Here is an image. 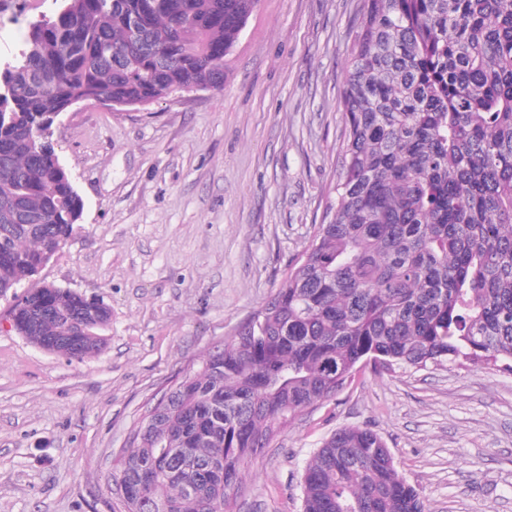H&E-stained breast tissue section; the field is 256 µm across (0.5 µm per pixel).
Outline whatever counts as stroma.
I'll return each mask as SVG.
<instances>
[{
  "label": "stroma",
  "mask_w": 512,
  "mask_h": 512,
  "mask_svg": "<svg viewBox=\"0 0 512 512\" xmlns=\"http://www.w3.org/2000/svg\"><path fill=\"white\" fill-rule=\"evenodd\" d=\"M362 0H259L219 89L145 107L74 105L53 127L84 201L37 276L101 300L106 346L30 343L0 298V512H112V458L149 400L281 286L322 223ZM55 0H0V66ZM376 432L427 512H512V374L468 363L365 366L245 468L238 512H302L301 480L337 429Z\"/></svg>",
  "instance_id": "obj_1"
}]
</instances>
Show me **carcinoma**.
Returning <instances> with one entry per match:
<instances>
[{
    "label": "carcinoma",
    "mask_w": 512,
    "mask_h": 512,
    "mask_svg": "<svg viewBox=\"0 0 512 512\" xmlns=\"http://www.w3.org/2000/svg\"><path fill=\"white\" fill-rule=\"evenodd\" d=\"M256 3L60 0L29 24L0 67L1 296L58 254L84 210L55 119L85 101L222 86ZM341 106L327 222L261 309L136 423L112 464V512H234L248 459L366 361L512 372V0H363ZM14 312L20 335L77 360L101 351L111 320L61 287L28 289ZM301 486L303 512H425L365 427L337 429Z\"/></svg>",
    "instance_id": "cac0c4a2"
}]
</instances>
